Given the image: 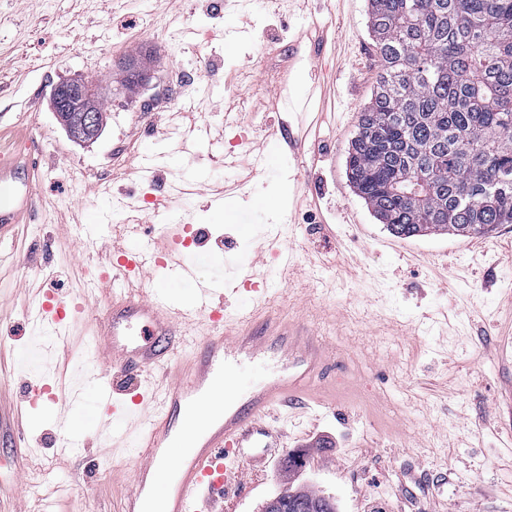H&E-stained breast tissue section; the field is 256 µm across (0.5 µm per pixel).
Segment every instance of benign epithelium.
Wrapping results in <instances>:
<instances>
[{"mask_svg": "<svg viewBox=\"0 0 512 512\" xmlns=\"http://www.w3.org/2000/svg\"><path fill=\"white\" fill-rule=\"evenodd\" d=\"M112 95V86L101 90L86 87L81 80H71L53 90V107L69 135L79 141L92 139L99 133V115L87 106L92 96Z\"/></svg>", "mask_w": 512, "mask_h": 512, "instance_id": "benign-epithelium-1", "label": "benign epithelium"}]
</instances>
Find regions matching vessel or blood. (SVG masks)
<instances>
[{
  "mask_svg": "<svg viewBox=\"0 0 512 512\" xmlns=\"http://www.w3.org/2000/svg\"><path fill=\"white\" fill-rule=\"evenodd\" d=\"M36 170L27 157H0V243L39 209ZM179 243L175 234L162 252L129 246L98 283L112 299L98 319L86 372L97 384L98 407L126 400L121 430L87 432L64 413L55 421L59 455H70L93 438L128 448L125 512H223L219 494L245 478L230 456L250 443L275 407L313 388L331 355L314 337L289 335L287 322L272 310V296L253 298L248 315L233 316L221 299L235 293V284L198 280L197 259ZM170 279L192 288L191 302L165 292ZM39 312L61 324L69 306L49 294ZM268 354L278 358L279 373L242 391L241 364ZM158 370L168 376L166 385L148 391L131 387V379Z\"/></svg>",
  "mask_w": 512,
  "mask_h": 512,
  "instance_id": "1",
  "label": "vessel or blood"
}]
</instances>
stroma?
<instances>
[{"label": "stroma", "instance_id": "obj_1", "mask_svg": "<svg viewBox=\"0 0 512 512\" xmlns=\"http://www.w3.org/2000/svg\"><path fill=\"white\" fill-rule=\"evenodd\" d=\"M366 13L367 0H0V148L39 158L44 203L14 228V260L0 265V512L48 502L121 512L123 460L102 449L58 458L48 436L58 404L32 408L22 393L25 381L79 393L78 425L97 410L84 374L93 323L52 350L55 327L33 297L93 300L103 261L130 242L123 202L178 188L193 200L168 224L226 243L202 257L199 278L237 279L264 242H288L293 269L270 260L263 285L282 318L336 352L324 390L272 411L271 435L239 449L246 477L224 512H259L289 485L334 497L337 512H512V224L483 238L403 239L355 195L346 158L378 70ZM312 23L328 40L293 66ZM138 49L150 81L109 99L94 140L72 139L53 88L105 79ZM282 83L288 115L272 98ZM313 86L322 99L310 107ZM191 114L211 142L182 155ZM284 121L307 134L316 166L300 171L282 149ZM240 137L249 147L234 149ZM23 415L33 429L17 457ZM294 451L304 463L288 475Z\"/></svg>", "mask_w": 512, "mask_h": 512}]
</instances>
